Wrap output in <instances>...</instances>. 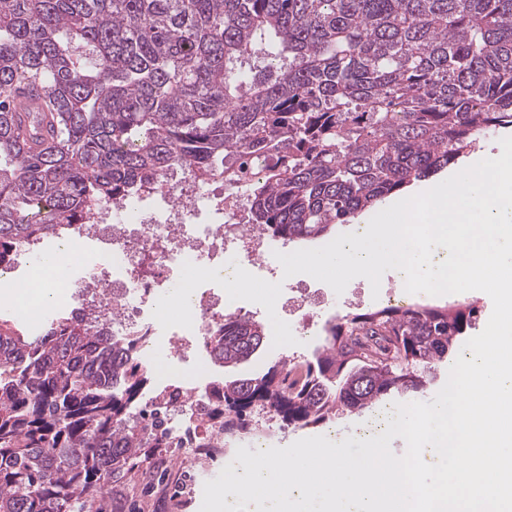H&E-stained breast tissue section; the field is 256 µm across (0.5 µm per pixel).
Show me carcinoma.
I'll return each instance as SVG.
<instances>
[{"label": "carcinoma", "instance_id": "carcinoma-1", "mask_svg": "<svg viewBox=\"0 0 512 512\" xmlns=\"http://www.w3.org/2000/svg\"><path fill=\"white\" fill-rule=\"evenodd\" d=\"M44 89L45 109L16 98ZM512 127V0H0V268L106 199L178 167H224L274 242L325 235ZM472 305L346 315L322 353L199 395L207 428H284L418 393ZM262 325L224 316L204 347L247 360ZM73 312L37 334L0 317V512H132L124 490L176 450L141 409L137 344Z\"/></svg>", "mask_w": 512, "mask_h": 512}]
</instances>
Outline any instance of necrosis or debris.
<instances>
[{
    "instance_id": "necrosis-or-debris-1",
    "label": "necrosis or debris",
    "mask_w": 512,
    "mask_h": 512,
    "mask_svg": "<svg viewBox=\"0 0 512 512\" xmlns=\"http://www.w3.org/2000/svg\"><path fill=\"white\" fill-rule=\"evenodd\" d=\"M240 214L223 179L170 171L161 186L143 188L132 200L102 202L90 222L65 234L57 250L75 273L46 286L67 291L73 310H101V322L113 335L148 332L146 355L152 360L168 325L181 324L183 334L169 352L187 356L208 326L224 318V295L208 288L209 272L233 276L224 264L227 251L250 270L271 250ZM180 289L189 296L188 307L158 308L159 296Z\"/></svg>"
}]
</instances>
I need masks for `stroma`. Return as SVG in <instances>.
Instances as JSON below:
<instances>
[{
    "instance_id": "stroma-1",
    "label": "stroma",
    "mask_w": 512,
    "mask_h": 512,
    "mask_svg": "<svg viewBox=\"0 0 512 512\" xmlns=\"http://www.w3.org/2000/svg\"><path fill=\"white\" fill-rule=\"evenodd\" d=\"M304 288L318 291L322 297L321 304L311 308V319L305 324L300 323L298 317L289 315L284 310L269 312L260 301L252 297H242L229 303V310L258 321L265 328L264 343L249 360L226 368L211 363L203 371L198 370L190 362L168 360L164 363L166 370L175 378L183 376L194 378L196 387L203 388L215 381L260 376L284 357L298 361L315 360L323 349L326 327L348 314L376 311L390 305L428 304L448 307L457 304H473L480 309L478 319L472 328L473 333L478 334L484 330L493 309L491 298L481 291L448 294L442 297L407 293L405 289L400 288L395 275L391 273L383 275L379 290H372L369 281L359 279L349 282L340 294L310 275L298 274L280 283L278 296L284 299ZM370 419V414L366 412L359 415L346 413L326 424L291 428L285 431L280 430L274 419H265L264 424L272 432L271 446L286 447L297 440L314 436H324L338 443L347 436L359 435L361 428ZM236 451V445L224 446L222 455L217 461L210 463L203 461L194 467L173 465L163 454L153 456L132 473L126 485V492L142 512H152L155 495L149 490L150 476L160 469L167 477L165 488L170 496H177L185 486H192L193 494L185 499L182 512H200L204 492L201 480L203 472L221 471L225 464L233 462Z\"/></svg>"
}]
</instances>
